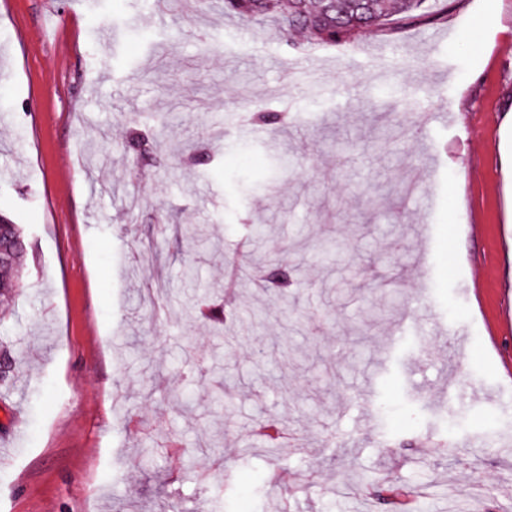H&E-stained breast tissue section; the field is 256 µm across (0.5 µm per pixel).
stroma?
<instances>
[{
	"instance_id": "obj_1",
	"label": "stroma",
	"mask_w": 512,
	"mask_h": 512,
	"mask_svg": "<svg viewBox=\"0 0 512 512\" xmlns=\"http://www.w3.org/2000/svg\"><path fill=\"white\" fill-rule=\"evenodd\" d=\"M275 106L285 126L245 119ZM509 112L512 0L344 46L211 0H0V214L27 249L0 323L21 361L0 512H397L394 484L415 512H512V371L489 339L512 333ZM163 115L158 165L126 131ZM210 135L220 176L183 162ZM247 263L299 287L243 282L235 319L196 318Z\"/></svg>"
}]
</instances>
